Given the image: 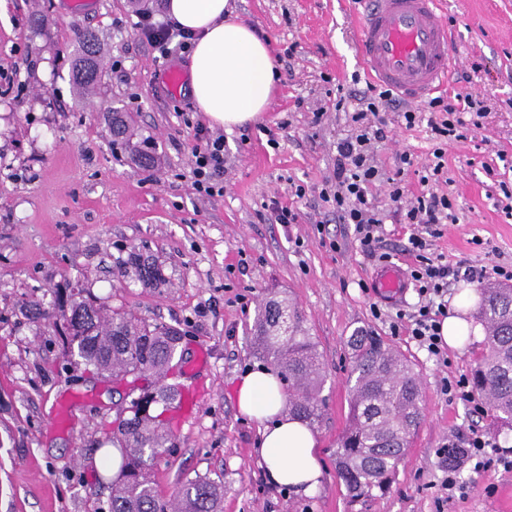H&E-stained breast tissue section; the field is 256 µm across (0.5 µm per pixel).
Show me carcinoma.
I'll list each match as a JSON object with an SVG mask.
<instances>
[{
    "instance_id": "cac0c4a2",
    "label": "carcinoma",
    "mask_w": 512,
    "mask_h": 512,
    "mask_svg": "<svg viewBox=\"0 0 512 512\" xmlns=\"http://www.w3.org/2000/svg\"><path fill=\"white\" fill-rule=\"evenodd\" d=\"M79 56L74 79L82 90L98 76L96 40L77 33ZM131 268L144 288L163 282L159 268L134 254ZM67 343V355L97 374H107L136 391L128 413L114 421L112 445L121 457L112 480L111 512H222L223 485L207 476L187 481L177 501L160 500L150 463L174 439L169 405L179 387L166 383L182 334L131 308L110 307L76 286L57 296L55 311L33 313ZM479 317L488 350L473 377L495 419L512 430V286L483 288ZM257 347L273 356L288 382L289 414L312 427L323 418L324 378L319 356L286 300L270 298L258 313ZM349 426L336 450V470L350 502H366L394 480L405 449L424 417L418 376L404 355L360 330L350 337Z\"/></svg>"
}]
</instances>
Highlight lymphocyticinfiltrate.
I'll return each mask as SVG.
<instances>
[{"instance_id": "f902f5d3", "label": "lymphocytic infiltrate", "mask_w": 512, "mask_h": 512, "mask_svg": "<svg viewBox=\"0 0 512 512\" xmlns=\"http://www.w3.org/2000/svg\"><path fill=\"white\" fill-rule=\"evenodd\" d=\"M336 108L349 113L354 131L336 144L331 175L325 178L319 191L322 202L328 204L337 223L349 224L363 252L370 258L387 262L391 253L382 251L386 218L411 228L403 248L414 257L407 276L418 289L423 302L414 311H398L396 323L429 354H442L439 333L441 320L448 315V278L452 273L444 255L433 252L435 239L442 235L443 224L455 221L456 214L447 194L435 189L444 179L446 165L445 147L449 137H462L467 128L466 117L471 113L485 112L483 100L472 93L431 98L424 111L401 109L400 101L390 90L368 85L359 94L337 95ZM429 112V119H422V112ZM397 113L406 128L426 122L434 141L429 158L415 164L411 154L403 152L396 158L394 169L378 166L374 152L390 134L388 113ZM196 144L192 150V189L198 197L214 198L224 193V136L204 126L194 129ZM414 174L422 187L419 195L408 196L405 177ZM386 183L389 187L390 209L379 208L369 196L372 185ZM454 454L445 463V476L439 490L441 501L448 502L458 495H466L468 486L460 478L464 466H471L479 473L500 467L512 471V459L499 454L493 442L479 429L472 430L465 441L449 439Z\"/></svg>"}]
</instances>
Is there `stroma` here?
<instances>
[{
  "instance_id": "35a3bbf8",
  "label": "stroma",
  "mask_w": 512,
  "mask_h": 512,
  "mask_svg": "<svg viewBox=\"0 0 512 512\" xmlns=\"http://www.w3.org/2000/svg\"><path fill=\"white\" fill-rule=\"evenodd\" d=\"M0 14V512H110L112 475L96 467L109 447L117 406L111 383L70 363L61 337L32 319L26 302L51 304L55 289L82 283L108 305L179 329L184 360L206 344L202 375L177 371L174 384L196 390V410L153 467L154 487L173 501L187 480L206 475L224 486V512H502L512 472L464 469L465 498L438 505V448L482 429L512 455V431L490 411L449 399L444 379L470 374L486 350L466 337L446 361L393 330L392 318L419 298L407 286L380 298L375 261L352 226L337 223L319 199L338 139L352 133L335 109L336 88L365 90L354 46L352 0H234L238 17L275 55L287 56L269 109L224 135V194L202 199L191 188L194 128L207 124L186 88L170 91L165 71H187L191 54L158 46L136 26L128 0H95L73 15L68 0H5ZM459 63L452 91L486 96L487 110L465 138L449 140L447 191L457 220L436 241L454 269L512 264V217L498 206L512 190V0H444ZM97 37L100 77L89 93L72 80L77 31ZM324 109L320 124L313 113ZM120 112L134 144L155 158L146 168L112 141ZM376 152L394 168L397 153L425 159L426 125L392 123ZM304 185L297 198L294 185ZM296 209L297 223H269L264 202ZM136 251L157 264L165 285L145 288L118 273ZM293 300L322 362L325 417L313 429L322 470L304 495L271 484L254 453L259 425L241 414L235 390L268 366L253 324L270 294ZM365 330L400 351L419 378L424 418L398 473L380 496L350 505L336 474V449L348 425L347 341Z\"/></svg>"
}]
</instances>
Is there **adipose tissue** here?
<instances>
[{"label":"adipose tissue","mask_w":512,"mask_h":512,"mask_svg":"<svg viewBox=\"0 0 512 512\" xmlns=\"http://www.w3.org/2000/svg\"><path fill=\"white\" fill-rule=\"evenodd\" d=\"M168 16L195 32L188 92L210 121L225 129L255 121L273 98L278 70L267 41L233 14L231 0H166ZM239 411L262 426L255 453L269 480L298 493L320 483L317 441L284 411L279 375L263 367L239 382Z\"/></svg>","instance_id":"obj_1"}]
</instances>
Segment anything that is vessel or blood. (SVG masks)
Masks as SVG:
<instances>
[{"instance_id": "vessel-or-blood-1", "label": "vessel or blood", "mask_w": 512, "mask_h": 512, "mask_svg": "<svg viewBox=\"0 0 512 512\" xmlns=\"http://www.w3.org/2000/svg\"><path fill=\"white\" fill-rule=\"evenodd\" d=\"M359 59L376 83L410 102H420L448 83L456 64L453 33L440 0H359ZM378 293L401 295L405 280L398 268L376 271Z\"/></svg>"}]
</instances>
